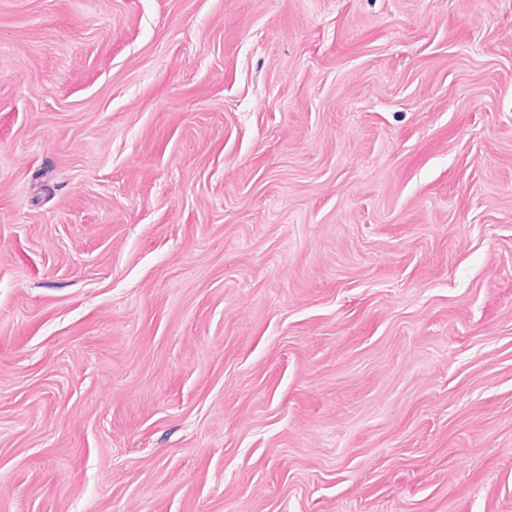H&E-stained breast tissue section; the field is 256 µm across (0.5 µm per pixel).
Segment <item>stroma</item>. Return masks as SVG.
<instances>
[{"mask_svg":"<svg viewBox=\"0 0 512 512\" xmlns=\"http://www.w3.org/2000/svg\"><path fill=\"white\" fill-rule=\"evenodd\" d=\"M0 512H512V0H0Z\"/></svg>","mask_w":512,"mask_h":512,"instance_id":"obj_1","label":"stroma"}]
</instances>
